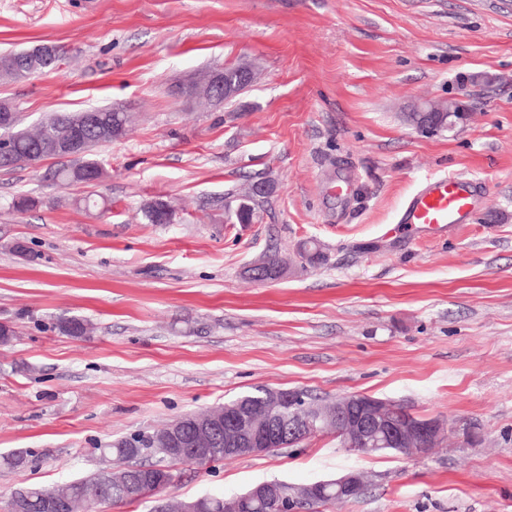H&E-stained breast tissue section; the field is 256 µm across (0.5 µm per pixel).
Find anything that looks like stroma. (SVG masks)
<instances>
[{"label":"stroma","mask_w":512,"mask_h":512,"mask_svg":"<svg viewBox=\"0 0 512 512\" xmlns=\"http://www.w3.org/2000/svg\"><path fill=\"white\" fill-rule=\"evenodd\" d=\"M61 47L59 67L0 79L31 127L114 105L127 135L99 147L93 186L0 170V510L11 493L102 467L100 450L258 388L360 393L452 428L426 454L360 455L335 435L206 466L178 465L160 500L233 497L254 483L362 472L356 498L320 512H512V5L507 0H0V52ZM252 64L220 106L171 83ZM467 121L425 132L426 102ZM481 194L440 237L397 231L427 176ZM276 190L259 220L224 204ZM108 210L84 209L86 196ZM36 205L16 212L19 197ZM162 199L171 223L144 207ZM316 240L315 266L297 254ZM291 266L255 283L243 268ZM91 323L74 338L58 318ZM33 452L22 468L3 458ZM254 189V191H253ZM252 191H249L244 195H237L235 201H238V205L235 209L231 208L230 201L225 203V211L228 214L229 220H234L237 224H251L257 217V204L258 199L254 192L259 194H265L268 191V186L263 182H258L253 186Z\"/></svg>","instance_id":"1"}]
</instances>
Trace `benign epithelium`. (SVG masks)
I'll return each instance as SVG.
<instances>
[{
  "label": "benign epithelium",
  "instance_id": "benign-epithelium-1",
  "mask_svg": "<svg viewBox=\"0 0 512 512\" xmlns=\"http://www.w3.org/2000/svg\"><path fill=\"white\" fill-rule=\"evenodd\" d=\"M254 80L252 70L243 66L225 73L214 72L199 79L189 78L171 89L182 99L196 93L207 95L212 103L220 105L228 98L247 88ZM51 147L71 158L81 154L82 140L79 129L68 138L52 142ZM287 271L283 262L270 268L259 260L244 268V276L257 283L276 280ZM301 397L294 390L266 389L258 407L243 408L239 405L224 407L222 412H208L194 417L191 422L174 421L165 431L154 437V442L169 451L180 453L190 448L195 455L224 458L261 456L284 440L301 442L322 431L333 430L344 446L362 454L387 448L406 455L425 454L437 447L448 435L449 427L439 419H426L416 415L401 417L391 403L364 394H347L328 408H314L301 412ZM165 474L137 477L127 473L113 482L138 489L148 482H161ZM363 485L362 474L350 471L332 480L308 484L263 481L245 493L224 501V512H239L244 501H254L275 509L289 507L287 512H298V505L316 498L320 493L333 489L336 498L350 497Z\"/></svg>",
  "mask_w": 512,
  "mask_h": 512
}]
</instances>
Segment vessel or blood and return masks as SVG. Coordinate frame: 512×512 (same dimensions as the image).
Masks as SVG:
<instances>
[{"instance_id": "obj_1", "label": "vessel or blood", "mask_w": 512, "mask_h": 512, "mask_svg": "<svg viewBox=\"0 0 512 512\" xmlns=\"http://www.w3.org/2000/svg\"><path fill=\"white\" fill-rule=\"evenodd\" d=\"M479 184L455 174L426 179L411 195L401 216V224L437 236L448 228L468 223Z\"/></svg>"}]
</instances>
